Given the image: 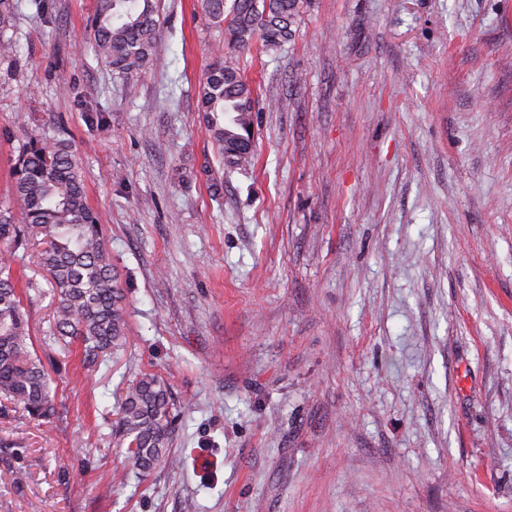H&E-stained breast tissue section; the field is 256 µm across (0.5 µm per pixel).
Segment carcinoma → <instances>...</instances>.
<instances>
[{
    "label": "carcinoma",
    "mask_w": 512,
    "mask_h": 512,
    "mask_svg": "<svg viewBox=\"0 0 512 512\" xmlns=\"http://www.w3.org/2000/svg\"><path fill=\"white\" fill-rule=\"evenodd\" d=\"M202 0L210 24L224 31V42L245 48L259 39L268 49L292 38L291 25L301 0ZM14 0H0V57L15 55L6 35ZM155 0H98L95 50L113 71L142 70L153 56L158 23ZM201 105L221 162L242 166L251 160L255 100L241 70L218 57L206 72ZM44 236L39 265L49 274L56 299L49 335L78 341L84 358L105 360L128 344L127 315L120 276L101 232V217L88 204L85 171L65 139L30 140L13 167L8 206L0 208V242L31 246ZM53 376L34 350L28 315L12 264L0 259V398L29 417L48 420L56 413ZM178 416L169 385L144 372L128 381L112 424L113 444L146 476L168 461Z\"/></svg>",
    "instance_id": "obj_1"
}]
</instances>
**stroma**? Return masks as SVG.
I'll list each match as a JSON object with an SVG mask.
<instances>
[{"label": "stroma", "mask_w": 512, "mask_h": 512, "mask_svg": "<svg viewBox=\"0 0 512 512\" xmlns=\"http://www.w3.org/2000/svg\"><path fill=\"white\" fill-rule=\"evenodd\" d=\"M96 8L16 0L0 203L23 143L71 141L130 342L45 341L50 285L15 260L58 412L0 407V512H512V0H306L288 43L231 54L240 168L201 112L200 0H161L130 75ZM140 372L187 408L139 479L111 433Z\"/></svg>", "instance_id": "35a3bbf8"}]
</instances>
